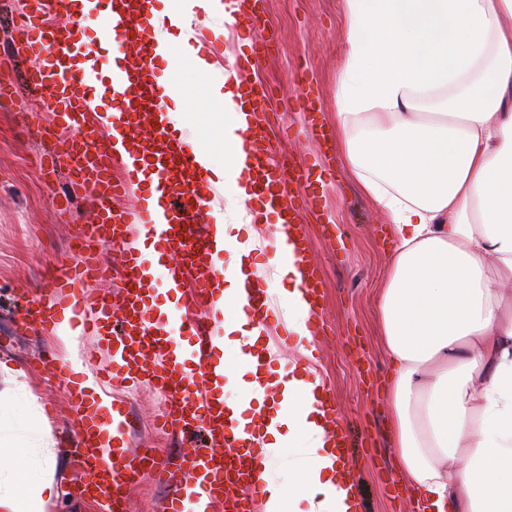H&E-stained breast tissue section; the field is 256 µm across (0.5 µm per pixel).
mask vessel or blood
I'll use <instances>...</instances> for the list:
<instances>
[{
	"mask_svg": "<svg viewBox=\"0 0 512 512\" xmlns=\"http://www.w3.org/2000/svg\"><path fill=\"white\" fill-rule=\"evenodd\" d=\"M111 4L116 63L101 81L118 95L122 107L108 140L90 117L92 70L69 67L65 60L78 44L75 30L65 24H46L51 0H27L14 26L31 60L27 83L52 88L54 121L71 132L67 140L44 153L43 161L52 168L67 166L72 178L91 189L95 208L92 223L79 226L74 234L81 256L51 276L47 295L29 315L48 329L55 322L54 307L77 301L79 313L86 318L84 331L112 349L109 380L146 383L163 392L167 405L159 427L176 433L189 446L188 451L170 453L162 461L151 448L128 453L124 440L132 424L125 408L94 406L79 387H72L70 397L78 413L74 462L84 477L85 496L105 497L111 512H132L128 490L148 472L169 489L164 512H261V491L251 484L253 472L264 461L260 405L248 396L240 410L227 406L224 389L229 367L217 354L222 340L213 325L191 314L200 307L217 311L216 292L225 275L222 252L206 220L213 200L197 192L204 180L200 151L172 130L156 75L159 46L140 35L141 22L150 16L154 0H111ZM230 15V30L238 41L259 44L260 0H232ZM254 66L249 57L235 62L242 95L259 108L250 133L265 143L263 154L255 158V180L266 186L271 194L269 207L277 209L291 228L284 239L275 232L265 234L259 250L277 263L302 264V286L312 307L307 328L317 339L326 334V322L318 310L323 297L321 268L310 256L306 226L297 221L301 210L316 207L317 197L303 189L308 174L287 172L275 145L267 140L270 118L260 106L268 90L251 82ZM122 149L127 150L130 163L125 178L118 180L112 176V160ZM144 173L155 181L156 205L121 206V199ZM136 227L146 231L145 247L127 241ZM102 245L121 249L118 274L123 287L115 297L89 289L90 283L109 276L97 253ZM164 257L173 262L165 283L181 301L173 311L160 314L149 302L148 287L153 260ZM188 276L194 280L190 289L184 282ZM230 305L260 333H267L271 301L261 277H254L245 297L231 300ZM117 306L122 307L123 318L114 325L110 318ZM287 345L283 339L259 350L241 347L240 363L271 369ZM110 426L119 440L112 448L101 441Z\"/></svg>",
	"mask_w": 512,
	"mask_h": 512,
	"instance_id": "obj_1",
	"label": "vessel or blood"
}]
</instances>
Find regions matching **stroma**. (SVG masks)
<instances>
[{
  "label": "stroma",
  "instance_id": "35a3bbf8",
  "mask_svg": "<svg viewBox=\"0 0 512 512\" xmlns=\"http://www.w3.org/2000/svg\"><path fill=\"white\" fill-rule=\"evenodd\" d=\"M19 0H0V51L15 60L16 93L0 100V362L19 370L17 383L0 377V397L12 417L23 418L30 429L48 430L60 439L77 418L65 383L53 377L45 364L62 357L77 362L80 379L95 376L108 367L105 348L89 353L90 338L78 336L73 349H65L53 330L37 323L20 327L13 302L38 297L52 272L73 262L70 250L76 224L90 223L93 211L84 186L70 183L66 169H41L40 157L53 129L48 91H36L22 83L30 65L21 42L11 37V19ZM263 25L272 48L252 71L253 80L270 90L265 103L277 136L278 124H286L288 137L280 150L293 166L320 175L324 141L304 134L306 116L298 104L304 95L319 98L316 117L328 127L336 125V73L343 56L339 0H263ZM156 72L165 85L178 90L182 107L178 130L183 139L223 161L224 110L211 93V81L200 74L182 49L158 61ZM33 115L34 126L25 129L21 113ZM322 197L318 209L302 211L313 243L312 258L325 273L323 317L325 337L316 343L318 368L331 388L336 407L348 421L355 439L350 462L357 475L359 496L367 512H417L411 492L392 496L386 488L396 474L393 450L385 436L389 407L382 392L367 394L356 373L370 370L384 380L389 367L382 355L374 313L378 290L388 272L387 238L391 220L348 183L343 164L317 187ZM106 396L122 400L131 414L129 451L141 448L170 450V438L158 435L152 424L164 408L154 389L117 387ZM56 479L61 494L47 512H101L94 500L80 491L82 478L60 457Z\"/></svg>",
  "mask_w": 512,
  "mask_h": 512
}]
</instances>
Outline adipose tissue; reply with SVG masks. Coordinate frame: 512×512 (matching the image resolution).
I'll return each instance as SVG.
<instances>
[{
	"mask_svg": "<svg viewBox=\"0 0 512 512\" xmlns=\"http://www.w3.org/2000/svg\"><path fill=\"white\" fill-rule=\"evenodd\" d=\"M341 16L336 152L392 221L376 316L400 474L422 512H512V0H341ZM212 94L231 151L202 164L237 206L232 220L213 215L235 250L251 222V117L234 73ZM277 271L303 361L269 381L278 398L265 411L288 432L269 429L268 458L287 444L295 455L288 485L259 474L263 512H360L326 443L300 275ZM4 416L0 443L18 454L0 467V512H45L60 494L54 442L6 436Z\"/></svg>",
	"mask_w": 512,
	"mask_h": 512,
	"instance_id": "1",
	"label": "adipose tissue"
}]
</instances>
